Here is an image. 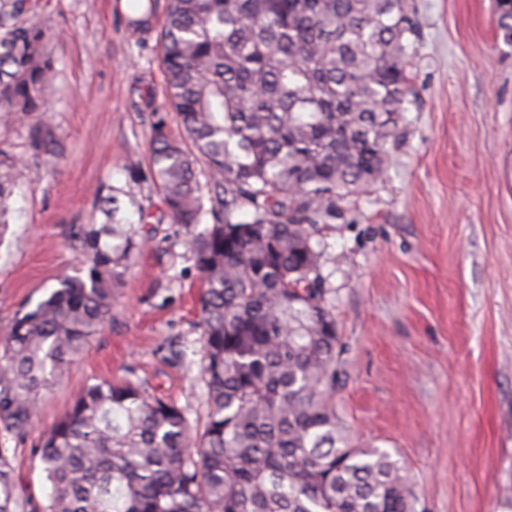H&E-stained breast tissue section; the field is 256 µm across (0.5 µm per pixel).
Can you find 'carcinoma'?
<instances>
[{
    "mask_svg": "<svg viewBox=\"0 0 512 512\" xmlns=\"http://www.w3.org/2000/svg\"><path fill=\"white\" fill-rule=\"evenodd\" d=\"M44 0H0V120L41 109L55 62ZM134 35L152 28L138 6ZM409 0H170L159 32L167 101L190 144L154 129V179L189 242L207 393L204 425L134 382L88 386L39 441L44 512H415L390 452L344 433L342 349L317 226L387 170L409 93ZM496 26L512 44V0ZM49 123L30 147L52 149ZM0 161V223L13 193ZM116 240L104 248L101 239ZM86 261L0 335V512H20L9 440L112 313L139 243L73 226Z\"/></svg>",
    "mask_w": 512,
    "mask_h": 512,
    "instance_id": "1",
    "label": "carcinoma"
}]
</instances>
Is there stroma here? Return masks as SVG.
<instances>
[{"label": "stroma", "instance_id": "stroma-1", "mask_svg": "<svg viewBox=\"0 0 512 512\" xmlns=\"http://www.w3.org/2000/svg\"><path fill=\"white\" fill-rule=\"evenodd\" d=\"M404 128L382 182L341 203L317 236L342 354L334 400L346 433L396 450L416 512H512V46L495 0H412ZM132 0H49L40 21L56 62L44 112L0 124L20 158L0 235V333L81 255L66 233L102 224L108 198L142 246L88 337L15 444L27 512L46 483L35 453L86 386L132 381L203 423L200 273L151 170L150 138L183 130L166 104L157 33L131 38ZM150 88L138 110L133 91ZM51 116L55 154L30 136Z\"/></svg>", "mask_w": 512, "mask_h": 512}]
</instances>
